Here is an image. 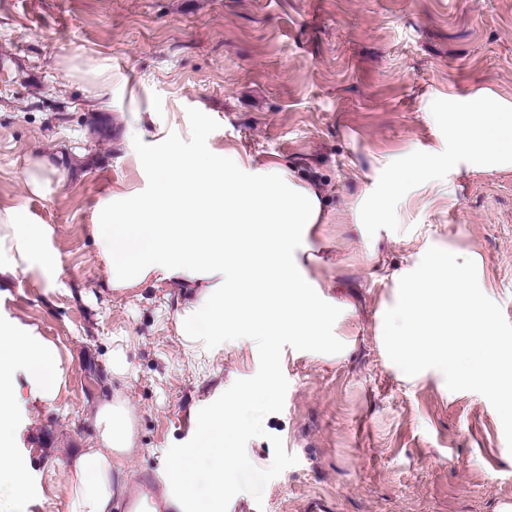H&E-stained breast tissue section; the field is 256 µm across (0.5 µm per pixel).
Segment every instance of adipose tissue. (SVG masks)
<instances>
[{
  "mask_svg": "<svg viewBox=\"0 0 512 512\" xmlns=\"http://www.w3.org/2000/svg\"><path fill=\"white\" fill-rule=\"evenodd\" d=\"M436 118L448 126L449 166L463 161L478 171L512 169V100L481 89L450 98ZM153 163L165 174L156 190L141 194L116 183L111 206L88 227L108 286L154 280L192 289L178 315L189 337L203 326L214 338L230 329L246 338L286 333L316 342L329 310L313 293L297 252L321 220L320 185L286 163L252 167L234 152L202 166L169 145ZM49 234L48 225L0 210V284L29 270L52 280L44 247ZM65 383L54 342L33 326L0 328V495L13 512H26L28 501L26 475L13 455L16 411L53 407ZM252 400L246 392L225 403L201 426L198 441L222 443ZM88 418L95 445L75 453L67 467L69 512H117L126 491L120 473L133 448L131 412L103 401ZM173 468L177 490L164 495L163 508L147 512H223L225 495L248 472L246 460L226 447L216 466L194 469L180 455Z\"/></svg>",
  "mask_w": 512,
  "mask_h": 512,
  "instance_id": "adipose-tissue-1",
  "label": "adipose tissue"
}]
</instances>
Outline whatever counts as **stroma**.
Masks as SVG:
<instances>
[{"instance_id": "35a3bbf8", "label": "stroma", "mask_w": 512, "mask_h": 512, "mask_svg": "<svg viewBox=\"0 0 512 512\" xmlns=\"http://www.w3.org/2000/svg\"><path fill=\"white\" fill-rule=\"evenodd\" d=\"M85 62L118 82L100 91ZM480 89L512 100V0H0V209L50 225L55 260L53 283L27 272L0 288V322L36 326L68 364L54 408L18 413L28 512H67L64 473L93 447L100 401L133 413L123 475L141 494L199 420L269 382L273 396L224 436L249 465L234 491L249 512H512V450L489 401L400 380L378 336L393 276L432 246L476 254L512 322V170L449 172L435 120ZM170 143L202 164L225 149L282 160L322 185L323 221L302 245L331 311L317 344L190 342L176 285L108 288L87 226L114 183L151 192V159ZM64 150L77 165L30 194L26 158ZM411 155L425 170L404 180L389 223H365Z\"/></svg>"}]
</instances>
